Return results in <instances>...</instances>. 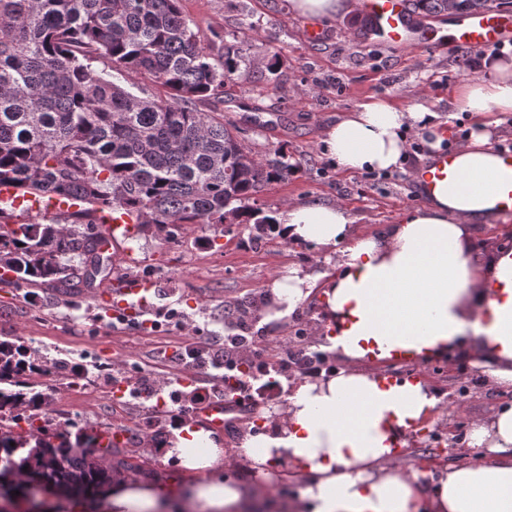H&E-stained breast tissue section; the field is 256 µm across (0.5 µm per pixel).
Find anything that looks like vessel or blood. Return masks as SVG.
I'll use <instances>...</instances> for the list:
<instances>
[{"label":"vessel or blood","mask_w":512,"mask_h":512,"mask_svg":"<svg viewBox=\"0 0 512 512\" xmlns=\"http://www.w3.org/2000/svg\"><path fill=\"white\" fill-rule=\"evenodd\" d=\"M355 10L370 39L393 49H445L455 52L463 49H482L499 43L512 42V9H494L458 14L441 25L418 15L411 0H353ZM455 153H448L436 163L418 168L413 181L424 189H433L437 182L456 179ZM84 198L68 197L60 200L56 193H48L46 199L22 192L21 188L0 184V221L17 223L31 215H70L83 210ZM136 231L135 217L124 215L108 220L106 232L100 239L98 249L112 256L118 264L126 265L128 274L115 289L95 288L87 295L93 301L100 317H143L151 308L147 296L152 286L133 272L134 258L115 247L118 237H132ZM234 397L209 400L195 406L188 413L193 426L204 427L214 432L223 431L228 416L236 411Z\"/></svg>","instance_id":"obj_1"}]
</instances>
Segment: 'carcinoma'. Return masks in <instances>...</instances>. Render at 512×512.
<instances>
[{
    "label": "carcinoma",
    "instance_id": "cac0c4a2",
    "mask_svg": "<svg viewBox=\"0 0 512 512\" xmlns=\"http://www.w3.org/2000/svg\"><path fill=\"white\" fill-rule=\"evenodd\" d=\"M422 14L448 0H412ZM456 10L512 0H456ZM179 0H0V181L26 193L81 194L91 206H120L156 234L185 224H251L276 229L258 196L298 171L278 151L261 160L237 128L196 103L224 94L238 49L214 53L183 15ZM103 62L107 68L98 69ZM118 74L125 83L112 80ZM164 88L144 95L139 79ZM47 223L0 224V284L92 288L112 276L98 251L102 232ZM39 350L0 339V491L48 487L94 494L123 469L141 465L99 454L102 436L83 428L71 441L46 422L19 431L7 421L50 404L38 379Z\"/></svg>",
    "mask_w": 512,
    "mask_h": 512
}]
</instances>
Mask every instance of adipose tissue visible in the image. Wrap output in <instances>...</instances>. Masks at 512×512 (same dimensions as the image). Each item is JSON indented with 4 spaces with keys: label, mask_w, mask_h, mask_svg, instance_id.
I'll list each match as a JSON object with an SVG mask.
<instances>
[{
    "label": "adipose tissue",
    "mask_w": 512,
    "mask_h": 512,
    "mask_svg": "<svg viewBox=\"0 0 512 512\" xmlns=\"http://www.w3.org/2000/svg\"><path fill=\"white\" fill-rule=\"evenodd\" d=\"M457 100L474 128L457 148L461 184L440 182L425 203L378 236L355 235L346 210L298 203L280 210L284 239L320 252L324 270L298 266L266 287L263 325H287L311 297L321 304L320 332L344 368L300 381L271 429L251 431L244 450L253 488L213 478L224 458L212 431L183 427L171 449L190 474L182 488L117 477L92 495L48 489L30 503L0 501V512H248L259 489L278 480V466L306 481L312 512H512V404L471 423L468 445L478 461L434 472L405 461L418 425L433 420L441 399L422 381L389 380L368 363L406 352L425 361L459 353L497 389L512 390V250L480 266L469 250L473 225L490 222L512 170L490 142L495 113L512 111V58L489 62L484 77ZM427 136L431 157L443 153L448 129L421 106L361 104L325 133L326 156L344 170L400 167L409 136Z\"/></svg>",
    "instance_id": "1"
}]
</instances>
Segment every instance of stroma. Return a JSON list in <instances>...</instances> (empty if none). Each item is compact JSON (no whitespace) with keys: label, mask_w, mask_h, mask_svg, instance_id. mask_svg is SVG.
I'll use <instances>...</instances> for the list:
<instances>
[{"label":"stroma","mask_w":512,"mask_h":512,"mask_svg":"<svg viewBox=\"0 0 512 512\" xmlns=\"http://www.w3.org/2000/svg\"><path fill=\"white\" fill-rule=\"evenodd\" d=\"M180 8L204 44L216 50L232 44L240 55L222 98L200 102V110L223 113L256 155L280 149L299 165L288 181L262 193L265 209L276 213L291 202L333 201L346 208L356 233L376 235L423 204L410 174L427 164L426 153L371 181L364 173L336 169L322 138L328 127L370 100L404 108L419 105L441 120L468 122V113L455 103L472 78L460 55L392 51L357 40L359 16L341 11L327 18L325 41L313 45L301 36L302 17L291 0H180ZM272 58L279 61L273 73L266 69ZM122 248L161 271L149 298L156 320L173 315L196 325L204 336L223 335L225 323L237 317L235 303L263 296L266 283L283 269L312 268L319 258L308 245L277 233L257 239L249 224L229 229L191 224L176 242L158 240L150 228ZM179 334L174 326L151 337L132 322L114 331L109 322L97 321L86 295L63 300L39 289L30 299L0 286V336L21 338L48 361H65V370L48 375L55 390L79 386L95 396L94 402L72 407L70 434L82 427L112 428L123 432L128 448H138L143 423L154 416L153 405L134 401L115 408L113 379L137 373L155 383L173 376L174 365L157 351ZM106 349L111 357H103ZM220 438L221 477L249 485L250 462L242 449L246 431L237 426Z\"/></svg>","instance_id":"1"}]
</instances>
